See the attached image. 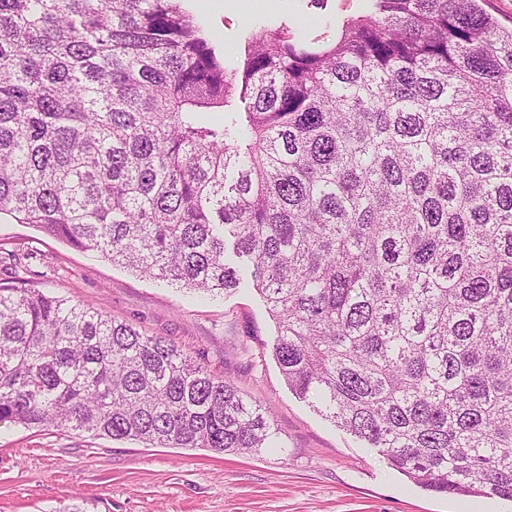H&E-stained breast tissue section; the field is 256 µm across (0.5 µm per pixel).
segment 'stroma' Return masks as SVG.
Instances as JSON below:
<instances>
[{
  "instance_id": "stroma-1",
  "label": "stroma",
  "mask_w": 512,
  "mask_h": 512,
  "mask_svg": "<svg viewBox=\"0 0 512 512\" xmlns=\"http://www.w3.org/2000/svg\"><path fill=\"white\" fill-rule=\"evenodd\" d=\"M244 14L217 6L196 23L238 67L252 35L288 30L326 42L370 0H252ZM0 287L36 288L88 303L182 348L268 408L286 452L259 456L154 448L53 428L0 424V512H512L497 498L436 495L391 470L367 447L288 389L273 357L275 327L254 289L209 297L112 265L27 224L0 223Z\"/></svg>"
}]
</instances>
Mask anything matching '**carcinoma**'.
Segmentation results:
<instances>
[{
  "label": "carcinoma",
  "instance_id": "1",
  "mask_svg": "<svg viewBox=\"0 0 512 512\" xmlns=\"http://www.w3.org/2000/svg\"><path fill=\"white\" fill-rule=\"evenodd\" d=\"M2 218L252 287L293 394L423 490L512 501V27L477 0H372L234 70L180 0H0ZM6 421L286 447L230 378L34 288L0 287Z\"/></svg>",
  "mask_w": 512,
  "mask_h": 512
}]
</instances>
